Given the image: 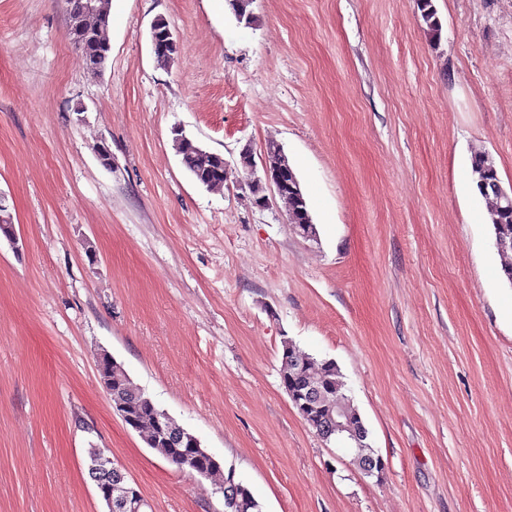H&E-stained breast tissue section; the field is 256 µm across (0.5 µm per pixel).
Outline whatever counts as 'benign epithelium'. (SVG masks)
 <instances>
[{
    "label": "benign epithelium",
    "mask_w": 512,
    "mask_h": 512,
    "mask_svg": "<svg viewBox=\"0 0 512 512\" xmlns=\"http://www.w3.org/2000/svg\"><path fill=\"white\" fill-rule=\"evenodd\" d=\"M179 47L175 34L167 29L158 32L151 29V50L155 57L164 58L170 49ZM253 180L261 179L279 196L297 205L304 204L300 185L293 169L288 162L280 144L270 141L263 150L262 176L256 177L255 166L246 168ZM485 197H494L498 208L506 209L512 206V192H507L501 185L499 177L484 178L480 183ZM294 367L298 371L302 383L297 388L288 390V396L294 407L304 416L312 413H323L326 419L325 434L337 438H355L358 435V423L352 414L341 404L331 403L320 387L315 373L320 368L308 358L297 355ZM99 381L109 394L113 407L123 422L132 430L143 434L149 443L162 442L171 448L193 445V438L184 430L169 423L144 422L131 418L125 413L128 408L124 392L112 388V369H104L102 363H97ZM91 479L100 498L106 503L107 512H149L150 504L143 494L131 490L132 483L128 480L122 468L114 463L106 453H101L91 466Z\"/></svg>",
    "instance_id": "obj_1"
}]
</instances>
